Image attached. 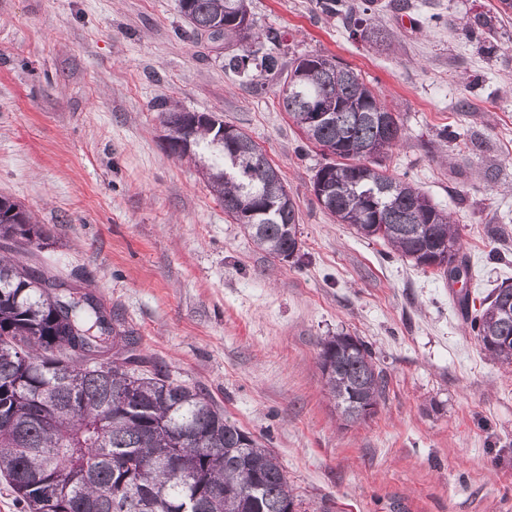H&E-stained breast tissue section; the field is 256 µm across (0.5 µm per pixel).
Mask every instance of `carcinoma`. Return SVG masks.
I'll use <instances>...</instances> for the list:
<instances>
[{
  "mask_svg": "<svg viewBox=\"0 0 512 512\" xmlns=\"http://www.w3.org/2000/svg\"><path fill=\"white\" fill-rule=\"evenodd\" d=\"M190 30L212 42L238 41L224 69L259 77L279 69L271 53L252 49L253 22L246 0H178ZM352 33L379 34L371 8L346 16ZM335 66L295 94H281L288 117L312 143L336 147L339 161L313 177H328L326 210L367 239H381L418 267L443 244L452 248L443 274L468 273L459 261L458 229L411 183L370 153L403 136L391 111L350 66L333 57L301 55L287 81L316 64ZM336 102V119L305 125L311 98ZM204 113L175 105L163 123L187 131L193 155L204 159L209 184L224 211L273 260L300 254L295 206L277 205L287 190L253 140L241 130L215 141ZM45 225L17 201L0 196V478L24 512H300L303 500L288 483L277 456L202 389L178 384L160 370H141L132 332L87 304L66 284L8 256L49 245ZM470 328L488 355L512 365V284L483 299ZM116 351L112 359L99 358ZM319 367L339 419L356 423L385 397L387 380L369 347L347 335L322 344Z\"/></svg>",
  "mask_w": 512,
  "mask_h": 512,
  "instance_id": "obj_1",
  "label": "carcinoma"
}]
</instances>
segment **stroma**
<instances>
[{
    "instance_id": "1",
    "label": "stroma",
    "mask_w": 512,
    "mask_h": 512,
    "mask_svg": "<svg viewBox=\"0 0 512 512\" xmlns=\"http://www.w3.org/2000/svg\"><path fill=\"white\" fill-rule=\"evenodd\" d=\"M317 2L248 0L260 51L336 58L395 107L404 138L384 163L453 215L468 277L324 210L312 182L328 158L283 111L285 72L225 70L178 0H0V195L55 239L32 267L95 295L147 365L272 449L307 512H512V366L483 351L461 305L512 282V8L375 0V41ZM166 102L263 151L295 204L300 260L267 261L168 151ZM342 334L387 379L349 426L319 368L322 341Z\"/></svg>"
}]
</instances>
